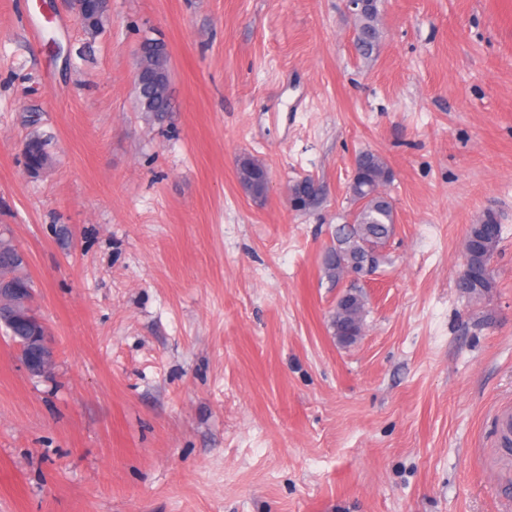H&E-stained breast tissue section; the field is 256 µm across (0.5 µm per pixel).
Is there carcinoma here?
<instances>
[{
	"label": "carcinoma",
	"mask_w": 512,
	"mask_h": 512,
	"mask_svg": "<svg viewBox=\"0 0 512 512\" xmlns=\"http://www.w3.org/2000/svg\"><path fill=\"white\" fill-rule=\"evenodd\" d=\"M354 47L363 58H368L376 49L380 38V0H371L369 9L355 15ZM169 55L161 47L142 42L139 51L138 66L144 70H164L168 66ZM170 83H155L150 80L135 85L136 99L143 112L159 117L170 110ZM48 139L32 137L27 143L30 168L41 169L47 166L50 155L47 150ZM360 174L356 180L358 187L349 190L353 210L350 221L336 225L334 237L336 243L322 254V269L334 282L342 279L343 271L351 266H364L375 272L386 264L388 256L384 248L396 232V208L390 196L382 192L392 173L386 162L377 154L362 153ZM268 173L267 168L250 155L241 157L238 179L250 186L254 198L265 197L260 179ZM321 188L315 186L313 177L306 176L295 181L290 187L292 207L297 211L310 209L317 201ZM502 227L497 221L486 216L481 222L471 225L465 239L464 261L466 271L456 282L458 291L468 297L482 296L493 288L492 271L486 269L484 247L489 243L499 244ZM15 248L6 240L0 239V281L8 280L23 288H33L30 280L22 276L6 277L4 273L19 269L22 263L13 257ZM351 295L357 300V307L347 313L334 312L331 325L340 332L343 322L354 321L359 325L365 322L366 301L357 286L350 285Z\"/></svg>",
	"instance_id": "carcinoma-1"
}]
</instances>
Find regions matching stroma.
Listing matches in <instances>:
<instances>
[{
    "label": "stroma",
    "mask_w": 512,
    "mask_h": 512,
    "mask_svg": "<svg viewBox=\"0 0 512 512\" xmlns=\"http://www.w3.org/2000/svg\"><path fill=\"white\" fill-rule=\"evenodd\" d=\"M380 10L366 60L343 0H110L93 35L65 0H0V233L53 351L32 376L0 334V512H512V0ZM147 37L160 120L135 97ZM367 150L397 232L345 344L321 255ZM490 212L495 286L468 298ZM168 61L169 55L163 48L142 41L139 51V67H144L145 71L152 69L164 70L168 66ZM161 77L165 80L162 83H155L146 79L144 84L135 83L139 108L142 112L151 113L155 118H159L170 110V83L166 82L167 77L170 80V61L168 70L161 72ZM49 139L45 137H32L27 143L26 147L28 150L30 168L33 171L37 169L45 168L50 160V155L47 150ZM269 173L267 168L257 159L250 155H243L239 161L237 175L238 179L252 188L253 198L262 200L267 195L270 189V175L265 178L264 190L261 185L260 179ZM265 191V193H264ZM320 193L321 188L315 186L313 177L306 176L296 180L290 187L292 207L297 211H306L314 205ZM298 201L302 206L297 205ZM502 227L497 221L487 215L478 224H472L465 239L464 268L465 272L456 282L458 291L468 297L482 296L493 288V275L489 270V261L493 259L492 251L486 255V269L483 249L487 243H494L498 246L501 238Z\"/></svg>",
    "instance_id": "stroma-1"
}]
</instances>
